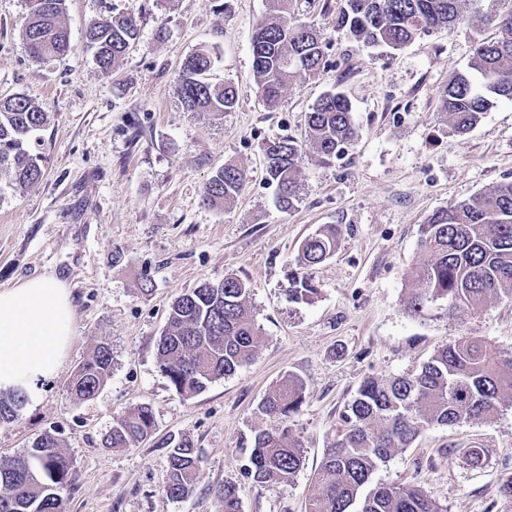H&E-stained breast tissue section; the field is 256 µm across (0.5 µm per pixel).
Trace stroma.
Masks as SVG:
<instances>
[{"label":"stroma","mask_w":512,"mask_h":512,"mask_svg":"<svg viewBox=\"0 0 512 512\" xmlns=\"http://www.w3.org/2000/svg\"><path fill=\"white\" fill-rule=\"evenodd\" d=\"M482 0L454 31L440 30L399 51L361 47L336 27V0H295L313 23L329 64L298 81L277 108L257 94L251 40L266 0H67L69 51L32 58L21 36L26 0H0V97L20 93L44 105L38 133L42 180L0 191V289L53 275L71 292L74 335L58 373L0 426V457L22 453L43 432L72 462L65 512H218L217 486L236 485L241 512H305L307 490L340 414L370 376L418 371L443 344L471 334L512 352V300L473 315L428 304L407 308L410 271L421 259V226L442 207L512 180V100L496 99L466 136L439 108L449 76L465 69L477 41L494 37ZM134 16L139 42L111 71L88 48L87 25ZM214 55L212 83H232L234 111L215 118L186 111L176 92L180 64L200 47ZM342 89L359 135L323 163L305 148L300 200L284 210L266 181L263 143L301 136L310 108ZM232 163L248 174L236 202H202L211 176ZM344 228L336 253L309 274L318 293L289 301L287 273L301 241L322 225ZM233 274L250 288L261 328L254 359L185 399L156 359L173 300L204 281ZM150 293H143V286ZM112 374L90 401L68 386L101 340ZM306 400L290 420L306 460L294 481L262 490L247 478L244 437L275 429L258 405L286 374ZM138 405L155 415L153 435L133 448H107L115 417ZM185 437L203 463L192 496L164 497L163 441ZM485 448L474 466L455 447ZM512 478V408L487 420L428 427L379 465L373 483L412 484L447 512H512L499 488Z\"/></svg>","instance_id":"1"}]
</instances>
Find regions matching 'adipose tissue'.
<instances>
[{
  "instance_id": "ef3b65f1",
  "label": "adipose tissue",
  "mask_w": 512,
  "mask_h": 512,
  "mask_svg": "<svg viewBox=\"0 0 512 512\" xmlns=\"http://www.w3.org/2000/svg\"><path fill=\"white\" fill-rule=\"evenodd\" d=\"M73 328L70 291L56 277L0 289V391L30 393L53 377Z\"/></svg>"
}]
</instances>
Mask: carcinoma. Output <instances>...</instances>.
Instances as JSON below:
<instances>
[{
    "instance_id": "cac0c4a2",
    "label": "carcinoma",
    "mask_w": 512,
    "mask_h": 512,
    "mask_svg": "<svg viewBox=\"0 0 512 512\" xmlns=\"http://www.w3.org/2000/svg\"><path fill=\"white\" fill-rule=\"evenodd\" d=\"M294 0H267L251 41L257 93L273 109L296 80L326 69L325 44L309 22L284 21ZM473 0H338L336 27L356 43L397 51L431 32L453 31L462 24ZM66 0H30L22 29L30 54L38 60L63 55L70 33L63 24ZM498 32L477 43L466 69L452 74L440 99L452 130L468 134L494 105V98L512 99V12L492 18ZM98 66L109 71L136 43L133 18L113 15L95 20L85 31ZM213 54L203 47L180 67L177 95L189 112L222 116L233 111L237 92L227 83L209 81ZM349 97L341 91L323 95L306 115L304 141L276 137L263 144L266 178L275 185L279 203L291 208L298 197L303 143L323 161L340 157L359 135ZM43 105L15 93L0 97V182L22 189L43 177V156L34 134L48 123ZM247 172L226 164L206 183L204 204L226 207L236 200ZM425 258L411 271L416 288L407 305L417 315L437 300L448 310L474 314L503 298L512 299V181L498 184L467 200L436 211L422 225ZM340 229L322 226L300 244L288 270V300L310 301L318 293L306 270L336 253ZM250 288L226 276L203 282L173 301L167 323L156 341L160 371L185 399L212 382L233 375L251 362L260 327L248 307ZM112 373V348L99 343L77 368L70 386L79 401L95 398ZM0 405V424L15 420L26 395ZM305 402L303 380L282 377L262 398L261 415L279 422L276 430L256 432L243 444L249 449L246 476L260 488L291 483L305 454L288 421ZM512 404V355L480 336H462L439 348L421 369L393 377H368L340 415L341 428L324 450L308 492L307 512H445L412 485L379 484L367 489L372 474L394 454L408 447L422 429L454 426L497 416ZM155 416L136 406L114 419L105 443L131 448L151 437ZM168 459L165 496L180 500L193 493L201 469L199 450L187 438L162 444ZM71 461L54 435L45 433L22 454L0 458V512H64ZM221 512H240L236 486L215 491Z\"/></svg>"
}]
</instances>
